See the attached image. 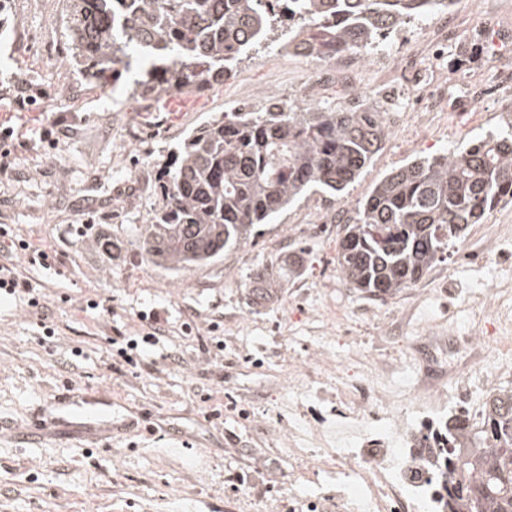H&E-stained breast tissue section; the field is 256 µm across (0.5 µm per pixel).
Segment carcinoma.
I'll list each match as a JSON object with an SVG mask.
<instances>
[{
    "instance_id": "cac0c4a2",
    "label": "carcinoma",
    "mask_w": 512,
    "mask_h": 512,
    "mask_svg": "<svg viewBox=\"0 0 512 512\" xmlns=\"http://www.w3.org/2000/svg\"><path fill=\"white\" fill-rule=\"evenodd\" d=\"M454 0H67L72 64L103 84L118 66L135 70V91L201 90L234 77L246 48L288 20L285 56L336 44L358 52L407 20ZM384 104L294 112H222L196 127L160 173L161 199L130 243L155 266L186 272L247 244L308 191L342 193L380 150ZM512 202V123L464 147L416 157L358 201L338 242L337 266L355 290L385 298L415 285L473 224ZM302 257L253 275L255 301ZM447 466L463 474L444 512H512V391L488 396L478 425H446Z\"/></svg>"
}]
</instances>
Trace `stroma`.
<instances>
[{
    "instance_id": "obj_1",
    "label": "stroma",
    "mask_w": 512,
    "mask_h": 512,
    "mask_svg": "<svg viewBox=\"0 0 512 512\" xmlns=\"http://www.w3.org/2000/svg\"><path fill=\"white\" fill-rule=\"evenodd\" d=\"M456 41L436 44L438 16L406 24L384 52L412 58L432 79L496 81L495 54L512 56V35L481 0H454ZM66 0H0V118L21 128L0 165V226L52 247L51 269L27 255L0 252L42 294V310L23 295L0 296V419L24 422L65 388L112 397L123 423L110 450L86 451L60 440L19 446L0 437V512H288V488L333 493L336 483L295 484L288 461V378L312 352L351 350L394 355L397 345L371 324L376 307L406 321L417 338V303L452 330L479 316L464 302L470 290L512 277V242L499 263L482 268L447 260L417 283L380 300L343 280L336 263L343 221L392 169L506 126L503 106L474 101L464 113L434 112L418 121L410 93L384 80L375 52L364 55L353 92L308 84L310 56H285L270 45L240 56L234 78L185 94L139 96L133 73L110 85L88 83L72 65L65 37ZM24 99L17 107L16 99ZM278 99L303 112L349 109L379 100L406 122L344 198L315 193L263 225L256 241L221 261L175 274L143 261L131 246L108 253L98 240L147 223L160 196L158 175L201 122L240 108L258 111ZM304 251L300 274L284 278L270 300L253 304V269ZM100 301L96 310L86 300ZM338 306L349 335H337L320 312ZM159 315L164 336L137 365L115 343L138 334L144 312ZM57 328L41 341L40 322ZM191 324L185 334L183 324ZM223 349H216V342ZM347 376L341 365L315 369L299 402L327 411ZM193 442L183 449V439Z\"/></svg>"
}]
</instances>
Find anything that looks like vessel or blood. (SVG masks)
I'll use <instances>...</instances> for the list:
<instances>
[{
  "label": "vessel or blood",
  "instance_id": "vessel-or-blood-1",
  "mask_svg": "<svg viewBox=\"0 0 512 512\" xmlns=\"http://www.w3.org/2000/svg\"><path fill=\"white\" fill-rule=\"evenodd\" d=\"M110 396L101 393L82 392L71 388L55 397L50 408L36 414L21 426L0 424V434L12 439L30 443L65 432L73 438L84 441L93 448H108L112 445L114 429L106 410L111 407Z\"/></svg>",
  "mask_w": 512,
  "mask_h": 512
}]
</instances>
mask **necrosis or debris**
Wrapping results in <instances>:
<instances>
[{"instance_id": "4bbe7bcc", "label": "necrosis or debris", "mask_w": 512, "mask_h": 512, "mask_svg": "<svg viewBox=\"0 0 512 512\" xmlns=\"http://www.w3.org/2000/svg\"><path fill=\"white\" fill-rule=\"evenodd\" d=\"M315 82L351 84L359 58L320 48ZM512 241V222L498 220L483 244L462 247L460 262L484 265L498 260L500 244ZM506 281H498L480 297L482 321L459 334L425 324L413 342L420 377L404 389L396 368L361 352L345 354L354 376L336 399L335 410L311 418L302 406L289 405L288 456L298 476L335 473L336 494L301 497L297 512H442L456 472L439 473L445 461L448 419L475 418L479 396L466 386L448 383L449 372L471 365L484 376L486 390L497 389L500 376L512 369V343L500 339L501 308L495 298Z\"/></svg>"}]
</instances>
